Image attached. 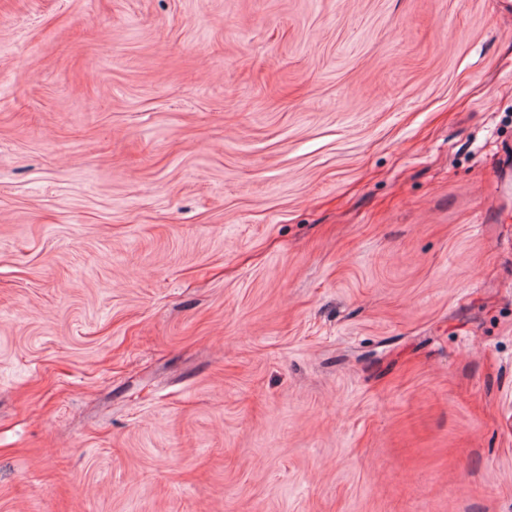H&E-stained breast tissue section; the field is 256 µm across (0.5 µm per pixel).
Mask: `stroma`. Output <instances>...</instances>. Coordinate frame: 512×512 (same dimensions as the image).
<instances>
[{
    "label": "stroma",
    "mask_w": 512,
    "mask_h": 512,
    "mask_svg": "<svg viewBox=\"0 0 512 512\" xmlns=\"http://www.w3.org/2000/svg\"><path fill=\"white\" fill-rule=\"evenodd\" d=\"M512 0H0V512H512Z\"/></svg>",
    "instance_id": "1"
}]
</instances>
